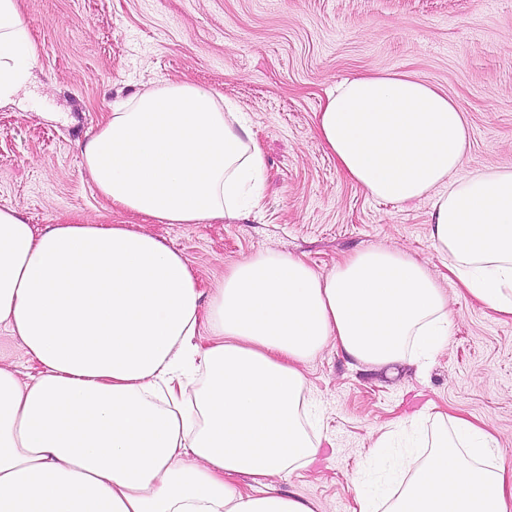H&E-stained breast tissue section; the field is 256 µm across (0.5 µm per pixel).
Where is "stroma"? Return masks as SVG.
<instances>
[{
  "label": "stroma",
  "instance_id": "1",
  "mask_svg": "<svg viewBox=\"0 0 512 512\" xmlns=\"http://www.w3.org/2000/svg\"><path fill=\"white\" fill-rule=\"evenodd\" d=\"M34 47L27 85L0 105V207L37 228L125 224L189 260L208 309L239 260L259 253L329 272L375 247L400 248L448 296V340L425 369L377 368L328 347L305 364L319 452L278 490L351 512L355 478L388 490L376 443L403 454L412 418H479L512 461V318L465 293L431 237L433 198L393 204L350 180L314 115L337 84L398 72L432 84L466 113V172L512 167V0H20ZM168 80L235 103L261 149L259 202L237 218L149 224L112 208L82 148L113 106Z\"/></svg>",
  "mask_w": 512,
  "mask_h": 512
}]
</instances>
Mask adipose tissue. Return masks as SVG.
<instances>
[{"label": "adipose tissue", "mask_w": 512, "mask_h": 512, "mask_svg": "<svg viewBox=\"0 0 512 512\" xmlns=\"http://www.w3.org/2000/svg\"><path fill=\"white\" fill-rule=\"evenodd\" d=\"M34 57L19 0H0V101ZM315 128L372 197H436L432 235L463 290L512 317V167L459 175L465 113L434 86L367 73L332 91ZM114 208L158 224L236 217L261 151L245 113L167 81L104 118L83 151ZM183 253L122 224L36 229L0 207V323L42 365L0 364V512H319L274 477L319 451L304 419L302 366L331 346L386 367L433 358L448 297L397 248L344 258L327 274L261 253L238 261L200 316ZM207 322L217 342L199 352ZM431 450L398 458L394 491L355 488L352 512H512V465L479 422L440 415ZM262 486L245 494L234 475Z\"/></svg>", "instance_id": "adipose-tissue-1"}]
</instances>
